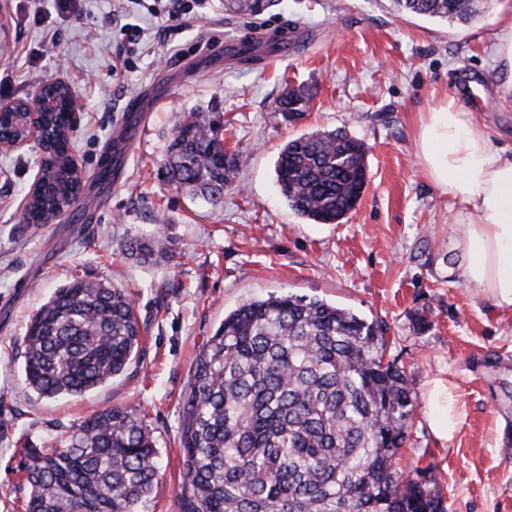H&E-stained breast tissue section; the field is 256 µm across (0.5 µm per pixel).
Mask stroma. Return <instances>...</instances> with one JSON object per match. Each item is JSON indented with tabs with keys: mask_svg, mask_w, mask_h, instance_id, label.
Here are the masks:
<instances>
[{
	"mask_svg": "<svg viewBox=\"0 0 512 512\" xmlns=\"http://www.w3.org/2000/svg\"><path fill=\"white\" fill-rule=\"evenodd\" d=\"M512 0H493L469 25L395 13L389 0H278L258 17L209 0L170 35L142 0H0V101L32 98L63 81L80 104L72 150L84 171L79 205L35 229L22 220L40 150L0 152V512H23L29 488L17 441L59 442L94 411L139 410L158 449V480L138 512H182L186 489L181 402L204 340L253 298L295 293L388 326L389 357L404 368L414 416L398 466L424 470L446 512H512V314L450 275V201L423 173L421 117L455 98L512 146V105L501 102L496 35ZM292 30L285 56L278 37ZM258 49L234 55L242 39ZM308 87L314 100L286 124L276 99ZM150 92L152 109L132 99ZM224 119L239 170L221 204L167 182L164 146L189 111ZM127 135L112 147L115 129ZM344 129L369 147L368 185L340 224L292 211L275 175L280 148L315 130ZM109 180H99L103 165ZM160 231L170 261L140 262L131 238ZM121 284L145 326L136 360L81 396L27 387L24 337L34 312L73 279ZM437 376L452 377L466 409L439 443L425 413Z\"/></svg>",
	"mask_w": 512,
	"mask_h": 512,
	"instance_id": "stroma-1",
	"label": "stroma"
}]
</instances>
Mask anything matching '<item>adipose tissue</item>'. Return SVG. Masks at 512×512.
Listing matches in <instances>:
<instances>
[{"instance_id":"ef3b65f1","label":"adipose tissue","mask_w":512,"mask_h":512,"mask_svg":"<svg viewBox=\"0 0 512 512\" xmlns=\"http://www.w3.org/2000/svg\"><path fill=\"white\" fill-rule=\"evenodd\" d=\"M418 149L425 175L451 201L453 275L512 312V152L453 98L422 120ZM426 400L436 440L450 441L463 421L453 383L435 379Z\"/></svg>"}]
</instances>
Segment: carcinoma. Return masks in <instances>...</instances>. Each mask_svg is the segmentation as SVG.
<instances>
[{
    "mask_svg": "<svg viewBox=\"0 0 512 512\" xmlns=\"http://www.w3.org/2000/svg\"><path fill=\"white\" fill-rule=\"evenodd\" d=\"M227 0L260 15L275 0ZM399 13L469 24L491 0H391ZM53 163L23 221L48 224L78 203L70 179L66 94H50ZM313 94L293 89L277 102L288 123L310 110ZM21 134L0 116V142ZM167 181L191 197L221 202L238 156L208 112H189L166 146ZM365 142L345 130L289 140L275 165L288 206L317 224H340L355 209L368 172ZM145 259L171 258L158 234L128 244ZM142 342L133 299L119 284L75 280L57 289L25 336V381L38 395L80 396L130 364ZM382 323L294 294L250 300L224 316L201 346L182 400L179 427L184 512H443L420 472L395 458L415 401L397 360L386 358ZM30 487L24 512H137L157 480V450L140 413L107 407L60 444L20 449Z\"/></svg>",
    "mask_w": 512,
    "mask_h": 512,
    "instance_id": "cac0c4a2",
    "label": "carcinoma"
}]
</instances>
